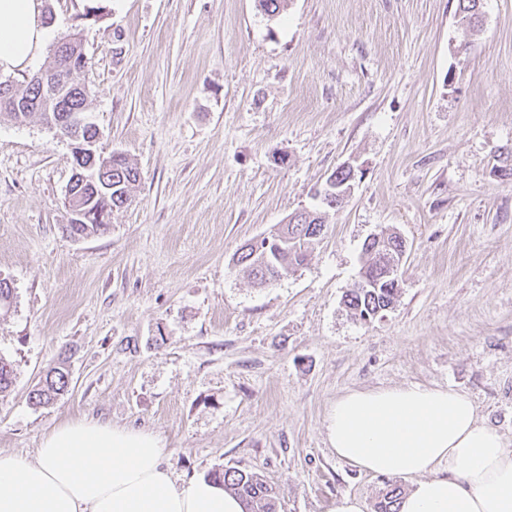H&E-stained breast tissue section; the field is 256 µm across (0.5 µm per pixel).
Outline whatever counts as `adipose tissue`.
<instances>
[{
    "mask_svg": "<svg viewBox=\"0 0 512 512\" xmlns=\"http://www.w3.org/2000/svg\"><path fill=\"white\" fill-rule=\"evenodd\" d=\"M43 0H0V72L43 53ZM337 457L414 485L400 512H512V441L482 421L469 396L403 385L352 391L327 418ZM151 432L87 418L47 434L36 461L0 453V512H244L220 484H177Z\"/></svg>",
    "mask_w": 512,
    "mask_h": 512,
    "instance_id": "adipose-tissue-1",
    "label": "adipose tissue"
}]
</instances>
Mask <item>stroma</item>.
Listing matches in <instances>:
<instances>
[{"label": "stroma", "instance_id": "stroma-1", "mask_svg": "<svg viewBox=\"0 0 512 512\" xmlns=\"http://www.w3.org/2000/svg\"><path fill=\"white\" fill-rule=\"evenodd\" d=\"M77 31L100 150L141 172L107 232L74 240L71 149L40 114L0 121V452L35 459L87 417L156 434L182 482L229 467L273 485L279 512H377L401 476L339 459L328 413L356 390L469 395L512 439V0H51ZM97 7L84 19L86 6ZM356 173L308 262L261 287L232 263L248 240L318 208ZM408 250L393 308L343 303L370 235ZM68 393H28L60 361Z\"/></svg>", "mask_w": 512, "mask_h": 512}]
</instances>
